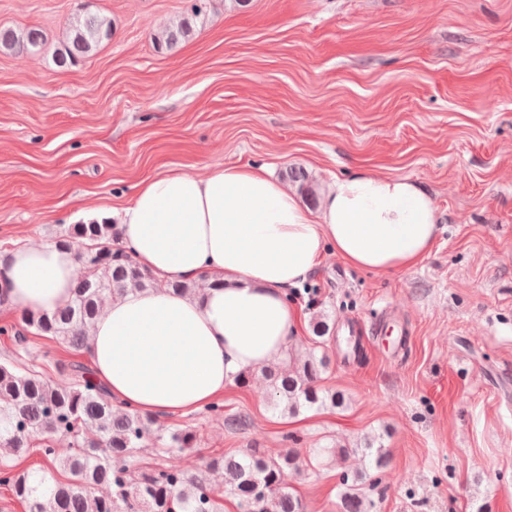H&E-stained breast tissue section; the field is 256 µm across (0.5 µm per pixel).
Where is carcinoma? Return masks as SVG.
<instances>
[{
    "mask_svg": "<svg viewBox=\"0 0 512 512\" xmlns=\"http://www.w3.org/2000/svg\"><path fill=\"white\" fill-rule=\"evenodd\" d=\"M191 33L190 19H184L156 38L157 47L172 48ZM111 35V21L104 17L75 19L70 38L56 54L57 66L73 64ZM42 45L35 28L0 26V51L37 52ZM56 243L79 246L83 275L75 282L71 303L52 315L25 311L21 323L0 327V336L13 344L11 356L0 360V486L26 502L28 512H224V500L215 496L206 477L209 471L222 470L227 491L240 499L244 512H304L289 487L302 466L295 450L268 455L254 449L240 457H214L205 469L189 472L172 459L195 447L190 430L161 428L150 416L114 408L108 391L91 379L82 362L72 363L67 378L59 382L46 380L25 363L30 335L56 338L79 351L86 346L104 297L153 284V275L120 245L115 224H70ZM328 365L324 352L297 355L290 350L285 367L264 370L275 407L288 415L303 407H344L345 395L321 384ZM57 435L70 438L69 454H58ZM148 439L168 461L129 470L126 459ZM35 450L64 479L47 485L38 472L16 469L15 462ZM361 450L370 457L369 469L341 474V512H371L372 493L387 469L384 448L369 441ZM100 487L109 492L96 495Z\"/></svg>",
    "mask_w": 512,
    "mask_h": 512,
    "instance_id": "1",
    "label": "carcinoma"
}]
</instances>
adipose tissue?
I'll list each match as a JSON object with an SVG mask.
<instances>
[{
    "mask_svg": "<svg viewBox=\"0 0 512 512\" xmlns=\"http://www.w3.org/2000/svg\"><path fill=\"white\" fill-rule=\"evenodd\" d=\"M119 229L158 284L107 299L84 353L114 403L164 418L205 406L241 372L282 361L299 327L288 291L326 253L374 273L422 262L438 208L415 181L358 171L335 177L313 211L266 166L217 165L142 181ZM77 269L71 248L19 246L0 259V304L62 309ZM174 278L201 289L173 291Z\"/></svg>",
    "mask_w": 512,
    "mask_h": 512,
    "instance_id": "adipose-tissue-1",
    "label": "adipose tissue"
}]
</instances>
